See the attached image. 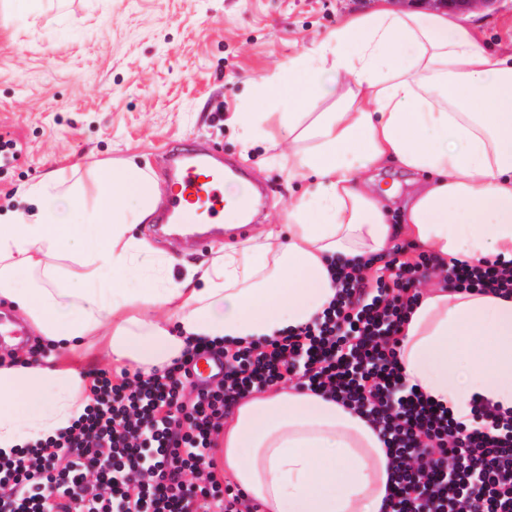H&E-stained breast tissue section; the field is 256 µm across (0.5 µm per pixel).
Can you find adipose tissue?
<instances>
[{"label": "adipose tissue", "instance_id": "obj_1", "mask_svg": "<svg viewBox=\"0 0 512 512\" xmlns=\"http://www.w3.org/2000/svg\"><path fill=\"white\" fill-rule=\"evenodd\" d=\"M237 115L243 152L265 143L310 184L281 224L184 266L140 233L159 179L135 159L54 169L25 185L32 211L0 215V300L48 348L0 360V456L83 414L81 363L163 371L197 339L252 341L310 323L334 295L331 262L386 255L399 236L443 260H512V56L443 12L378 0L256 84ZM427 174L403 223L366 174ZM409 384L471 423L479 394L512 409V296L427 288L404 327ZM224 468L265 512H380L385 448L366 419L303 389L240 399Z\"/></svg>", "mask_w": 512, "mask_h": 512}]
</instances>
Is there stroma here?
<instances>
[{"label":"stroma","mask_w":512,"mask_h":512,"mask_svg":"<svg viewBox=\"0 0 512 512\" xmlns=\"http://www.w3.org/2000/svg\"><path fill=\"white\" fill-rule=\"evenodd\" d=\"M374 0H35L0 4V136L17 157L0 166V212L25 209V184L75 163L137 156L161 183L189 147L243 170L268 196L259 222L279 224L307 187L241 157L235 113L255 83L310 50ZM485 47L512 54V0L459 10Z\"/></svg>","instance_id":"1"}]
</instances>
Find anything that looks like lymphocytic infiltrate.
I'll list each match as a JSON object with an SVG mask.
<instances>
[{
	"instance_id": "f902f5d3",
	"label": "lymphocytic infiltrate",
	"mask_w": 512,
	"mask_h": 512,
	"mask_svg": "<svg viewBox=\"0 0 512 512\" xmlns=\"http://www.w3.org/2000/svg\"><path fill=\"white\" fill-rule=\"evenodd\" d=\"M445 287L512 294L499 261L390 260L365 279L332 277L336 294L311 325L242 344L197 345L224 361L220 379L188 385L190 359L161 375H92L90 403L57 438L0 457V512H261L221 483L215 439L238 398L288 382L367 419L386 449L390 490L381 512H512V410L473 397V424L416 386L398 360L403 328L428 271Z\"/></svg>"
}]
</instances>
